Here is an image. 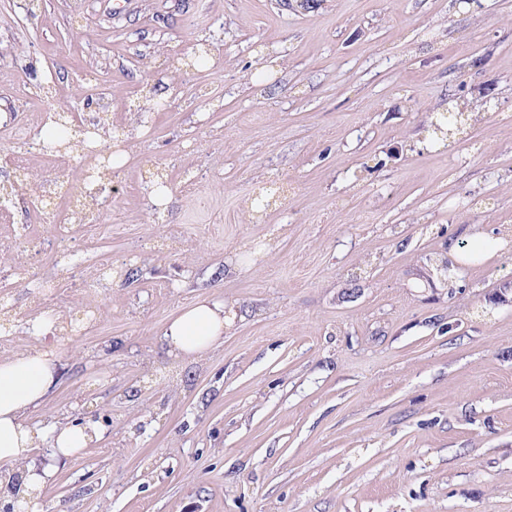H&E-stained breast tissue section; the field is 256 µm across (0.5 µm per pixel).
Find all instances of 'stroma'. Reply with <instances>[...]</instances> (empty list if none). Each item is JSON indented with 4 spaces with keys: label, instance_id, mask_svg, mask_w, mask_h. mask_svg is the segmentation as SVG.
Returning <instances> with one entry per match:
<instances>
[{
    "label": "stroma",
    "instance_id": "stroma-1",
    "mask_svg": "<svg viewBox=\"0 0 512 512\" xmlns=\"http://www.w3.org/2000/svg\"><path fill=\"white\" fill-rule=\"evenodd\" d=\"M0 58L14 112L167 104L89 245L137 280L71 270L82 334L9 324L60 359L32 421L99 430L35 450V512H512V0H0ZM452 96L485 108L431 144ZM476 230L494 257L441 281ZM202 296L232 319L191 363L162 331Z\"/></svg>",
    "mask_w": 512,
    "mask_h": 512
}]
</instances>
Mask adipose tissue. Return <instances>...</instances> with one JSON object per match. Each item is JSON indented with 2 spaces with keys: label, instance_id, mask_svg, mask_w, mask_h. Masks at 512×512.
Instances as JSON below:
<instances>
[{
  "label": "adipose tissue",
  "instance_id": "1",
  "mask_svg": "<svg viewBox=\"0 0 512 512\" xmlns=\"http://www.w3.org/2000/svg\"><path fill=\"white\" fill-rule=\"evenodd\" d=\"M229 313L223 303L198 300L169 323L163 341L169 353L198 359L212 350L224 335ZM59 358L50 348L0 360V462L17 467L20 473L16 507L37 500L52 477L49 468L31 456L34 448L48 445L56 458H69L98 437L90 425L52 421L39 426L29 419L55 385Z\"/></svg>",
  "mask_w": 512,
  "mask_h": 512
}]
</instances>
